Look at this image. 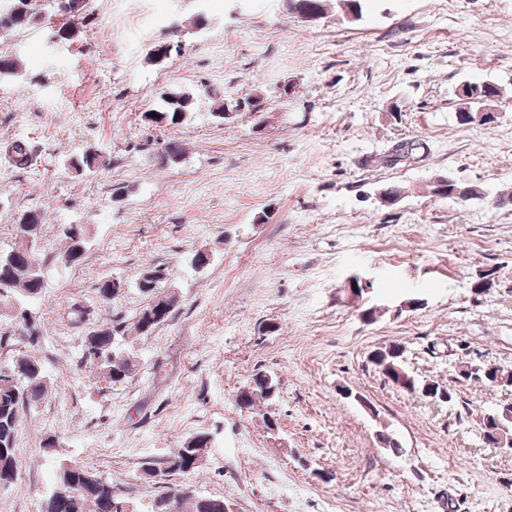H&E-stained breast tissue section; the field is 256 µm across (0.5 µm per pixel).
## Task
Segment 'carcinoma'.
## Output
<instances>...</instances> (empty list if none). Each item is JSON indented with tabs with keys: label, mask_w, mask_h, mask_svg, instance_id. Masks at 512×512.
I'll use <instances>...</instances> for the list:
<instances>
[{
	"label": "carcinoma",
	"mask_w": 512,
	"mask_h": 512,
	"mask_svg": "<svg viewBox=\"0 0 512 512\" xmlns=\"http://www.w3.org/2000/svg\"><path fill=\"white\" fill-rule=\"evenodd\" d=\"M42 15L35 11L32 0H7L0 7V34L35 27L41 24ZM21 68L19 58L7 49H0V77L10 76ZM198 93L212 100L213 119L224 122V95L201 85ZM500 94V89L489 83L469 82L459 93L464 107L458 112V119L469 124V112L474 104H483ZM195 96L191 92L169 89L160 94L161 107L153 112L142 114L144 125L153 127H176L189 117ZM11 154L15 165L25 166L32 155V147L24 140L11 145ZM156 155L162 164H177L183 157V147L176 140H162L156 145ZM67 165L77 173L90 174L106 165V160L92 150L68 158ZM45 224L42 210L25 212L15 225V243L8 250L0 252V290L6 291L13 300L11 320L20 329L21 336L28 349L16 355L10 368L0 369V487L13 483L18 472V460L15 454V440L20 424L21 413L25 408L38 405L45 399L50 389V379L37 356L38 331L33 316L25 307V302L34 301L44 294L43 276L35 263L37 243L41 240ZM66 238L65 250L59 255L61 261L74 264L79 262L85 252L86 230L81 224H67L63 230ZM167 268L154 266L145 270L138 279L137 288L145 297L146 304L140 309L133 330L147 337L169 320L178 305V295L174 292L160 291V285L167 279ZM116 328L98 327L86 336L84 358L100 370V374L110 384H121L132 377L136 363L130 353L115 348ZM398 345L377 349L371 356L372 362L380 372L398 379L401 367ZM467 382L492 386L496 380L512 383V372L492 365H479L460 372ZM277 388L274 380L267 375L257 373L252 377V387L238 395L239 405L245 408L254 406L258 399L270 400ZM484 435L512 437V414L504 409H494L482 417ZM209 437L205 433L196 434L186 440L181 447L173 449L160 463H148L141 469V480L154 482L156 473L164 468L166 477L175 474H187L196 471L202 461ZM55 485L65 495L49 497L43 504L42 512H130L131 501L121 488L112 484L83 464H61L55 471ZM165 492L153 503L151 512H224V497L201 496L184 485L162 482Z\"/></svg>",
	"instance_id": "carcinoma-1"
}]
</instances>
